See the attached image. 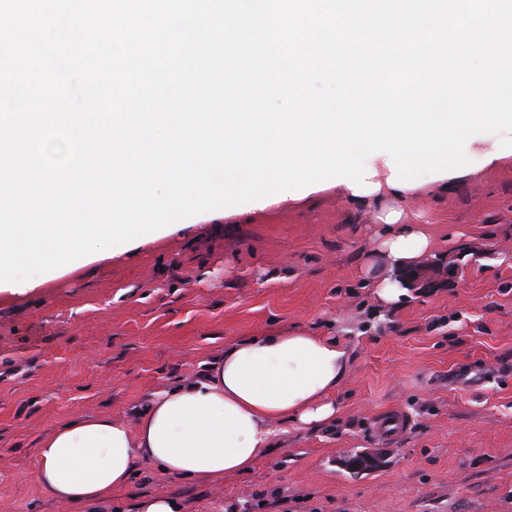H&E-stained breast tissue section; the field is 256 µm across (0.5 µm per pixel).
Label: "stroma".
Wrapping results in <instances>:
<instances>
[{"mask_svg": "<svg viewBox=\"0 0 512 512\" xmlns=\"http://www.w3.org/2000/svg\"><path fill=\"white\" fill-rule=\"evenodd\" d=\"M405 221L431 239L420 269L435 286L395 307L367 266L384 225L332 190L0 296V512H69L37 478L53 429L77 416L133 422L226 346L286 328L350 349L335 424L290 428L251 472L215 486L139 463L104 512L153 496L184 512H512V167L430 188ZM396 409L409 427L377 436ZM362 453L378 464L348 468Z\"/></svg>", "mask_w": 512, "mask_h": 512, "instance_id": "1", "label": "stroma"}]
</instances>
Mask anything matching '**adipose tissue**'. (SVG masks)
Instances as JSON below:
<instances>
[{
	"mask_svg": "<svg viewBox=\"0 0 512 512\" xmlns=\"http://www.w3.org/2000/svg\"><path fill=\"white\" fill-rule=\"evenodd\" d=\"M379 191L336 188L349 204L378 209L381 197L415 196L389 184L386 156L371 159ZM388 227L377 253L378 299L394 304L407 290L394 276L431 249L419 224L402 223L401 210L378 209ZM348 348L305 330L282 329L229 346L192 381L159 392L138 412L135 426L109 416H78L43 438L38 482L75 512H94L113 490L126 486L143 459L177 478L218 484L251 471L274 447L282 424L316 430L335 423L334 395L347 378Z\"/></svg>",
	"mask_w": 512,
	"mask_h": 512,
	"instance_id": "obj_1",
	"label": "adipose tissue"
}]
</instances>
